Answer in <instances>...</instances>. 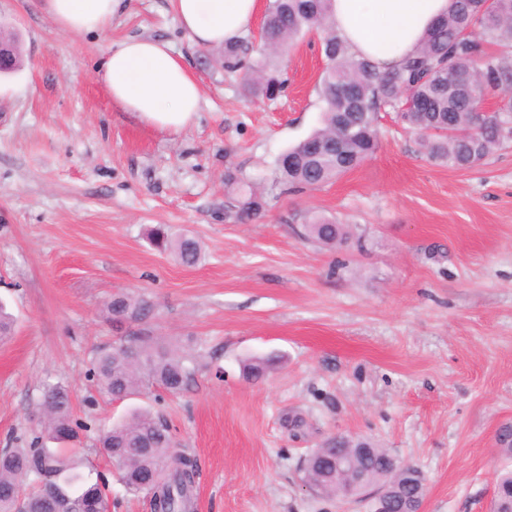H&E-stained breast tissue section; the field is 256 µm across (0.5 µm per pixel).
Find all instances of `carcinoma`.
<instances>
[{"instance_id": "obj_1", "label": "carcinoma", "mask_w": 512, "mask_h": 512, "mask_svg": "<svg viewBox=\"0 0 512 512\" xmlns=\"http://www.w3.org/2000/svg\"><path fill=\"white\" fill-rule=\"evenodd\" d=\"M331 0H270L260 47L248 37L224 43L223 68L241 73L250 95L276 99L285 84L281 60L303 35L323 32L321 51L326 66L317 84L322 124L276 161L271 188H320L369 158L378 145L379 113L391 110L420 135V147L431 161L457 169L474 167L478 158L503 146L500 128L512 124V110L490 115L477 108L499 88L512 86V0H452L448 16L426 35L421 48L401 66L379 74L370 61L350 56L329 28ZM224 184L232 195L229 216L239 222L257 220L266 210L264 192L227 171ZM303 236L334 247L348 240L345 225L323 216H308ZM155 246L171 251L185 266L201 258L198 241L164 228L152 234ZM145 298L119 292L106 304L108 318L146 316ZM186 354L155 347L141 339L121 343L98 355L93 377L114 399L160 386L175 395L192 375ZM275 358L251 360L244 372L265 376ZM50 448L35 440L29 448L0 450V512H107L108 485L85 472L86 462L66 444L83 424L73 418L69 391L62 385L46 389L41 403ZM167 420L148 409L133 411L99 438V453L116 463L126 492L152 497L157 512H191L199 475L196 462L173 451ZM391 455L384 448L355 459L364 472H389ZM498 503L512 510V468L497 474Z\"/></svg>"}]
</instances>
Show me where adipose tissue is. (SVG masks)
<instances>
[{
  "label": "adipose tissue",
  "instance_id": "obj_1",
  "mask_svg": "<svg viewBox=\"0 0 512 512\" xmlns=\"http://www.w3.org/2000/svg\"><path fill=\"white\" fill-rule=\"evenodd\" d=\"M451 0H332L330 25L349 52L369 60L378 73L396 69L416 53ZM62 30L108 33L124 0H43ZM178 25L193 45L213 47L243 36L260 0H170ZM115 105L160 130L179 132L200 109L201 90L170 43L127 38L113 43L96 72Z\"/></svg>",
  "mask_w": 512,
  "mask_h": 512
}]
</instances>
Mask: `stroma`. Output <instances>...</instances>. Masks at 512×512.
Instances as JSON below:
<instances>
[{
    "instance_id": "1",
    "label": "stroma",
    "mask_w": 512,
    "mask_h": 512,
    "mask_svg": "<svg viewBox=\"0 0 512 512\" xmlns=\"http://www.w3.org/2000/svg\"><path fill=\"white\" fill-rule=\"evenodd\" d=\"M0 29L21 44L0 78V303L15 318L0 342V448L39 434L38 404L58 383L88 426L77 445L111 512H151L95 451L136 407L163 414L197 458L194 512H368L300 481L336 437L418 468L422 512H491L497 434L512 424V146L439 166L385 114L360 166L235 223L225 172L265 184L321 123L319 35L283 60L270 101L243 96L219 49L192 46L169 0H129L105 35L61 30L39 0H0ZM131 36L168 41L198 76L200 110L182 131L122 111L97 81L108 47ZM313 213L347 224V243L299 239ZM157 225L198 239L201 263L157 251ZM118 292L150 300L142 336L192 357L180 395L119 400L96 386L93 358L123 337L105 312ZM271 355L282 362L268 377H244L245 361Z\"/></svg>"
}]
</instances>
